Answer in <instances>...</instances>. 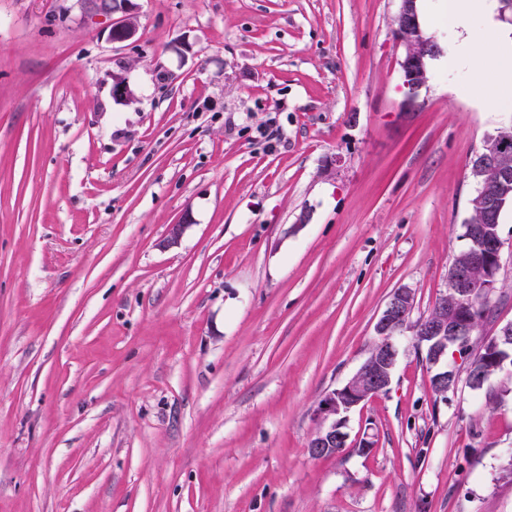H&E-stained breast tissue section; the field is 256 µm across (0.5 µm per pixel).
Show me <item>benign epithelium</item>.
Returning a JSON list of instances; mask_svg holds the SVG:
<instances>
[{
    "label": "benign epithelium",
    "mask_w": 512,
    "mask_h": 512,
    "mask_svg": "<svg viewBox=\"0 0 512 512\" xmlns=\"http://www.w3.org/2000/svg\"><path fill=\"white\" fill-rule=\"evenodd\" d=\"M401 7L396 17L397 37L405 46L402 61L405 86L409 92L407 104L414 103L418 91L427 81L425 55L420 47L427 44L420 27L418 0H400ZM96 8L106 13L121 12L125 19L115 25L111 39L116 43L130 41L137 35L135 24L128 19L133 11L132 0H97ZM512 154V122H504L495 135L486 136L473 152V157L496 161ZM491 181L502 189L512 182V172L499 166L488 168ZM476 194L484 199L483 223L471 230L473 247L467 253V264L452 267L448 273V291L459 294V299L448 304V296H443L435 305L442 316L432 323L417 327L411 322L414 308V295L408 288L397 289L390 297L375 324L376 340L368 356L356 372L343 384L328 392L320 401L318 414L322 425L309 443V453L315 458L332 455L339 447H345L348 433L345 431L348 414L355 408L387 390L391 383L399 349L397 338L411 331L417 345L429 349V363L438 367L434 374L435 385L441 388L439 396H445L456 388V374L453 370L440 366L448 350L461 354L469 351L470 336L475 327L470 325V313L478 300H487L493 293L494 281L501 269L504 239L501 231L487 233V224L495 221L497 197L479 188ZM481 265L487 275L482 281H475L468 275V267ZM479 357L472 360L468 372V384L475 388L489 377L512 366V322L497 325L495 334L481 346Z\"/></svg>",
    "instance_id": "1"
}]
</instances>
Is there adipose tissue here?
Returning a JSON list of instances; mask_svg holds the SVG:
<instances>
[{
	"mask_svg": "<svg viewBox=\"0 0 512 512\" xmlns=\"http://www.w3.org/2000/svg\"><path fill=\"white\" fill-rule=\"evenodd\" d=\"M438 10L448 15L449 73H457L467 67L476 52V33L479 23L488 14L487 0H439Z\"/></svg>",
	"mask_w": 512,
	"mask_h": 512,
	"instance_id": "obj_1",
	"label": "adipose tissue"
}]
</instances>
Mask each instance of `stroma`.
I'll list each match as a JSON object with an SVG mask.
<instances>
[{"label":"stroma","instance_id":"stroma-1","mask_svg":"<svg viewBox=\"0 0 512 512\" xmlns=\"http://www.w3.org/2000/svg\"><path fill=\"white\" fill-rule=\"evenodd\" d=\"M399 8L134 0L127 45L87 0H0V512H512V372L449 353L439 397L410 334L308 453L391 293H446L512 119L487 53L448 84L438 17L407 106ZM503 238L475 347L512 321V206ZM511 149L512 122L510 119V121L500 125L496 135L486 136L473 152L474 159L469 160L468 165L476 188L486 179V169L491 165L488 163L490 159L494 163L499 159L497 165L500 167L494 164L487 169L489 179L504 190L508 188L509 183L512 182V172L503 168L512 169V156L505 157L511 154ZM475 158L485 161H479Z\"/></svg>","mask_w":512,"mask_h":512}]
</instances>
